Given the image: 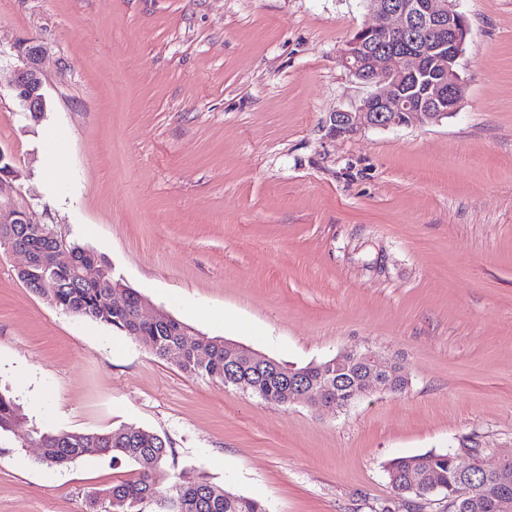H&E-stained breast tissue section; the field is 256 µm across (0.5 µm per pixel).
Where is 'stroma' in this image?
Segmentation results:
<instances>
[{
	"instance_id": "obj_1",
	"label": "stroma",
	"mask_w": 512,
	"mask_h": 512,
	"mask_svg": "<svg viewBox=\"0 0 512 512\" xmlns=\"http://www.w3.org/2000/svg\"><path fill=\"white\" fill-rule=\"evenodd\" d=\"M457 7L458 110L338 137L369 93L339 61L363 0H0V148L24 173L0 196L194 331L409 381L263 401L55 307L0 251V390L26 416L0 434V512H90L135 476L95 451L41 466L51 431L157 433L160 491L204 478L270 512H407L390 460L512 455V0ZM21 40L46 48L37 124L9 89ZM335 358L319 363L323 364L334 359L326 366L336 363V369L333 372L335 379L338 374H360V378L349 387H345L346 389H341L339 379L334 383L331 373H323V367L319 368V371H312L313 364L305 371L288 372L286 374L288 385L293 386L298 396L306 398L314 406L345 407L352 400L374 388L391 392L390 382L396 375H402L396 365L381 360L371 352H348ZM392 385L393 392H405L400 378L394 379Z\"/></svg>"
}]
</instances>
